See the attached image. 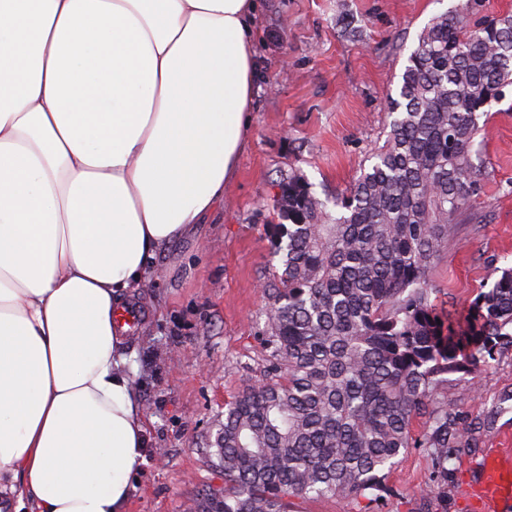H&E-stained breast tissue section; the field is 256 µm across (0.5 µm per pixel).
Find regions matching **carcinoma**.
Segmentation results:
<instances>
[{
    "instance_id": "obj_1",
    "label": "carcinoma",
    "mask_w": 512,
    "mask_h": 512,
    "mask_svg": "<svg viewBox=\"0 0 512 512\" xmlns=\"http://www.w3.org/2000/svg\"><path fill=\"white\" fill-rule=\"evenodd\" d=\"M482 3L459 0L424 28L390 100L387 144L336 213L303 178L283 185L270 225L282 272L263 285L265 365L224 404L213 441L224 492L188 512H295L311 498L364 512L409 448L448 478L457 422L439 387L512 347V267L463 310L432 301L433 269L475 185L479 120L512 85V16L473 26ZM446 496L428 485L419 512H443Z\"/></svg>"
}]
</instances>
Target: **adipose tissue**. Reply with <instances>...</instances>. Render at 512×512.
Returning a JSON list of instances; mask_svg holds the SVG:
<instances>
[{
  "mask_svg": "<svg viewBox=\"0 0 512 512\" xmlns=\"http://www.w3.org/2000/svg\"><path fill=\"white\" fill-rule=\"evenodd\" d=\"M255 0H0V499L124 512L145 417L115 317L224 204Z\"/></svg>",
  "mask_w": 512,
  "mask_h": 512,
  "instance_id": "adipose-tissue-1",
  "label": "adipose tissue"
}]
</instances>
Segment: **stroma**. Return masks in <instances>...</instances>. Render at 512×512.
I'll use <instances>...</instances> for the list:
<instances>
[{"label":"stroma","instance_id":"1","mask_svg":"<svg viewBox=\"0 0 512 512\" xmlns=\"http://www.w3.org/2000/svg\"><path fill=\"white\" fill-rule=\"evenodd\" d=\"M457 0H259L252 120L224 208L196 234L153 258L133 297L140 314L126 342L146 422V463L126 512H185L224 489L212 442L224 403L252 382L265 356L257 322L264 282L280 270L267 225L289 176L320 200L344 193L385 145L386 99L397 96L410 53L432 18ZM479 172L468 218L433 271L435 302L464 309L495 268L512 267V86L475 138ZM461 451L448 466L446 512H475L469 491L491 448H512V349L443 390ZM433 464L408 449L370 512H418Z\"/></svg>","mask_w":512,"mask_h":512}]
</instances>
